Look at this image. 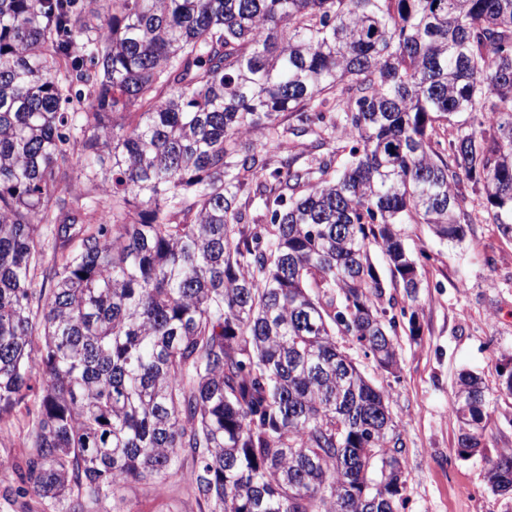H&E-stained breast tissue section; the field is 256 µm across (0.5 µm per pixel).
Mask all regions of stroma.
Instances as JSON below:
<instances>
[{"instance_id":"stroma-1","label":"stroma","mask_w":512,"mask_h":512,"mask_svg":"<svg viewBox=\"0 0 512 512\" xmlns=\"http://www.w3.org/2000/svg\"><path fill=\"white\" fill-rule=\"evenodd\" d=\"M465 205L476 220L463 242L439 239L424 224L404 227L407 247L431 260L421 275L416 321L399 330V371L379 368L351 337L336 339L390 394L405 447V512H512V492H492L485 480L487 460L512 448V395L499 389L500 373L512 358V237L482 220L477 196L467 197ZM463 369L483 376L492 407L484 445L469 456L458 453V427L448 412L454 378ZM33 420L22 407L0 419V512L44 510L34 494H9ZM191 466L187 460L178 474L124 485L127 512H206L190 486Z\"/></svg>"}]
</instances>
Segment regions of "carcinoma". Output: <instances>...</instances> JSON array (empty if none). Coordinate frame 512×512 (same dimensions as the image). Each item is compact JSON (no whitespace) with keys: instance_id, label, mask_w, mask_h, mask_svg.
I'll return each instance as SVG.
<instances>
[{"instance_id":"carcinoma-1","label":"carcinoma","mask_w":512,"mask_h":512,"mask_svg":"<svg viewBox=\"0 0 512 512\" xmlns=\"http://www.w3.org/2000/svg\"><path fill=\"white\" fill-rule=\"evenodd\" d=\"M255 132L309 135L308 158ZM469 188L512 236V0H0V420L37 396L21 490L84 512L187 454L209 512H404L388 395L336 336L398 368L416 311L386 289L417 301L429 259L401 225L463 241ZM489 409L459 373V447ZM486 479L512 488V448Z\"/></svg>"}]
</instances>
